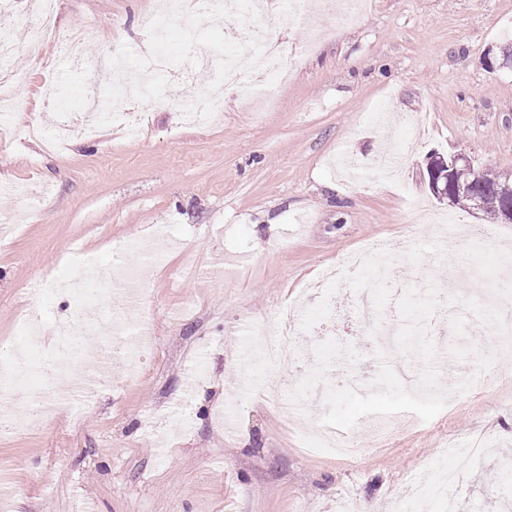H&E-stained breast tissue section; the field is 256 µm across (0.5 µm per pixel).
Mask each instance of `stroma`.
I'll return each instance as SVG.
<instances>
[{
	"label": "stroma",
	"mask_w": 512,
	"mask_h": 512,
	"mask_svg": "<svg viewBox=\"0 0 512 512\" xmlns=\"http://www.w3.org/2000/svg\"><path fill=\"white\" fill-rule=\"evenodd\" d=\"M159 3L56 0V36L37 50L24 38L32 0L0 18L17 42L0 74L29 78L16 116L0 118V183L12 187L0 213L16 217L0 236V362L49 353L57 328L79 317L67 288L83 277L85 256L110 266L113 241L169 239L129 313L150 323L139 369L127 370L117 338L107 365L93 355L77 363L97 376L81 415L60 404L41 428L23 417L0 432L10 490L0 512H483L492 500L512 512V489L495 495L477 480L497 449L512 448V351L498 343L488 297L512 279L500 261L512 224L438 201L425 169L431 152H459L512 176V64L502 56L512 0H368L353 26L315 7L282 10L268 26L296 53L287 77L255 96L200 83L198 93L222 100L215 125H186L175 104L182 87L166 77L154 97L130 98L122 119L74 132L60 151L42 136L15 137L17 119L53 125L41 95L49 77L69 82V109L84 123L86 71L60 48L70 30L83 31L90 58L126 47L131 70L138 53L167 54L178 70L188 46L224 48L219 15L169 17L163 37L150 36L141 20ZM312 32L321 39L310 47ZM420 113L425 132L404 166L391 176L369 167ZM443 216L463 230L450 248L432 232ZM406 237L408 251L389 258L411 267L398 318L386 324L391 342L374 349L361 336L317 335L326 315L315 300L298 360L273 371L306 406L290 416L264 399L260 381L241 388L252 328L366 243ZM29 298L42 309L35 346L22 332ZM419 301L448 314L423 341L410 322ZM356 375L362 386L348 388ZM478 378L483 392L465 393ZM325 380L330 396L312 397ZM326 426L347 428L362 454L316 449ZM444 470L460 475L447 503L414 502L411 484Z\"/></svg>",
	"instance_id": "1"
}]
</instances>
